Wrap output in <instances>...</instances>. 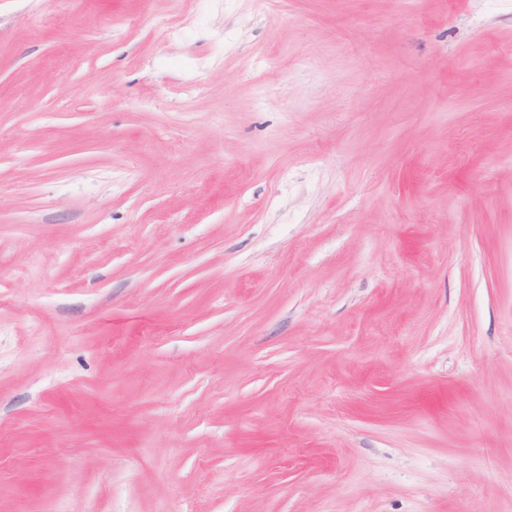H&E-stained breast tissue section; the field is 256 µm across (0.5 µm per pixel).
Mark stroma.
Instances as JSON below:
<instances>
[{"label": "stroma", "instance_id": "stroma-1", "mask_svg": "<svg viewBox=\"0 0 512 512\" xmlns=\"http://www.w3.org/2000/svg\"><path fill=\"white\" fill-rule=\"evenodd\" d=\"M0 512H512V0H0Z\"/></svg>", "mask_w": 512, "mask_h": 512}]
</instances>
